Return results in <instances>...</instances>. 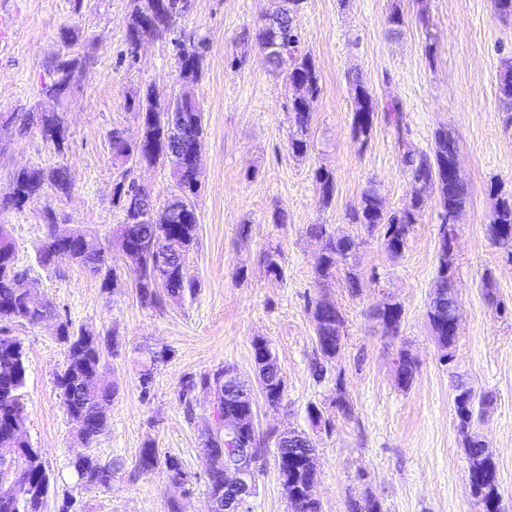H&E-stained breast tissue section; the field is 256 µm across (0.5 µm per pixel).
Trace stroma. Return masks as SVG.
<instances>
[{
	"label": "stroma",
	"instance_id": "stroma-1",
	"mask_svg": "<svg viewBox=\"0 0 512 512\" xmlns=\"http://www.w3.org/2000/svg\"><path fill=\"white\" fill-rule=\"evenodd\" d=\"M280 0H193L176 19L175 34L205 40L202 75L183 83L167 39H147L129 52L126 30L131 0H0L10 15L9 37L0 41V197L15 172L67 166L69 195L0 211V224L14 239L21 267L75 327L112 336L118 352L103 370L116 391L110 426L88 452L126 469L111 487L75 485L69 461L79 451L73 425L54 384L65 348L47 326L10 327L27 353V433L55 476L48 512L73 498L76 512H166L169 486L163 471L129 478L141 448L177 457L193 476L183 512H204L206 463L201 429L189 423L179 402L183 378L223 365L241 381H255L252 341H268L285 379L278 407L258 403L263 433L298 429L314 442L317 495L323 512H350V504L372 497L382 512H481L469 482V462L455 423L458 382L476 395H490L472 431L492 451L501 478L503 512H512V264L486 235L491 187L512 192V125H506L499 79L512 62V15L495 12L493 0H301L296 23L319 74L311 102L314 147L304 158L288 148L287 106L294 91L275 72L245 29L274 10ZM404 23L393 27L392 12ZM74 30V46L61 39ZM69 55L81 71L60 102L43 97L52 62ZM372 95L398 98L409 139L431 151L438 131L458 145V172L468 199L456 222L453 289L459 305V337L451 362L440 359L426 311L440 243L436 194L423 195L419 222L405 251L392 256L381 239L368 236L346 214L362 191L375 186L387 210L407 208L410 175L398 163L394 130L377 116L368 141L354 137L351 76ZM153 88L160 104L190 95L204 109L199 190L194 199L196 243L185 272L199 284L195 298L164 310L143 305L135 274L120 251L112 253L119 278L113 291L100 277L61 260L59 271L37 263L43 236L42 210L51 206L64 229L92 230L111 241L121 221L112 205V183L122 167L112 159L111 135H141L128 102ZM62 113L68 146L57 152L37 129L19 134L15 115ZM336 175V195L323 205L314 171ZM283 215L274 223V215ZM248 233H241V225ZM327 225L359 241L355 257L361 289L351 295L342 275L318 282L321 245L306 229ZM271 247L282 253L284 277L274 280L261 261ZM494 279L495 301L482 280ZM321 297L344 316V346L324 380L310 369L314 321L308 301ZM401 304L398 338L384 336L372 317L385 300ZM505 305L498 314L496 305ZM169 357L153 371L149 388L140 383L141 363L152 348ZM418 363L414 380L401 387L395 371L400 350ZM344 396L350 413L336 403ZM323 411L312 423L309 405ZM274 447L250 501L251 512H292L275 467Z\"/></svg>",
	"mask_w": 512,
	"mask_h": 512
}]
</instances>
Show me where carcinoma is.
<instances>
[{
  "instance_id": "1",
  "label": "carcinoma",
  "mask_w": 512,
  "mask_h": 512,
  "mask_svg": "<svg viewBox=\"0 0 512 512\" xmlns=\"http://www.w3.org/2000/svg\"><path fill=\"white\" fill-rule=\"evenodd\" d=\"M134 6L127 25L128 49L133 50L141 40L161 38L171 30L174 12L171 4L176 0H133ZM255 44L262 48L269 44H282L285 50L272 52L268 60L282 75L286 83L298 82L302 90L291 98L288 112L291 114L292 132L288 148L296 157L307 155L310 147V125L312 112L310 102L318 93L319 78L310 55L304 52L301 33L294 19V11L277 9L269 14V26L247 33ZM180 54L176 58L179 75L191 81L201 74L204 41L187 44L177 43ZM53 80L42 86L56 91V100L66 98L76 81L77 69L73 59L57 58L52 65ZM355 110L352 115V130L362 141H367L378 112L379 101L372 97L360 80L353 83ZM499 94L506 114V123L512 124V65L505 66L500 76ZM130 107L135 110L142 126L139 142H129L118 128L112 129L111 146L115 160L126 166L120 179L112 187V204L118 208L122 221L118 224L116 241L125 261L137 274L135 288L140 298L152 307L161 309L169 303H181L196 295L195 282L184 277L182 268L190 248L196 241V209L189 207L198 185L190 162L193 153L199 151L203 139V109L196 101L186 102L181 107L182 121L171 128L164 119V110L147 89L136 94ZM388 121L393 125L395 138L400 148V164L417 182V190L408 208L403 211L386 210L378 190H364L358 203L347 212L352 224H362L369 234H378L385 249L394 257L399 256L406 244L411 226L418 221L422 199L420 190H436L439 194L441 243L433 292L427 310V318L438 346L440 359H452L458 331L450 325V311L457 304L452 289L453 255L448 251V240L455 233L458 213L466 204L467 193L461 182H450L444 175L456 153L457 143L448 132L442 131L435 138V147L428 153L415 147L406 138L401 106L398 100L384 101ZM56 128L60 137L57 149L65 148L67 127L58 112H44L39 117L38 131ZM153 164L159 160L170 163L174 191L160 210H155L149 191L130 178L131 168L139 161ZM314 179L321 203L332 202L336 191V178L326 167L315 170ZM53 189L67 195L72 183L66 167L56 165L49 168L23 169L14 174L11 192L0 198V211L21 208L30 201L41 199L44 190ZM494 197L493 210L487 224V235L512 255V195L503 196L491 190ZM45 232L37 249V262L45 269H54L52 256L57 242L53 231L59 217L50 207L44 209ZM7 228L0 227V327L12 325L38 326L54 321V337L66 347V361L55 375V387L62 406L73 422L84 421L82 441L89 444L107 429L110 422L109 405L114 396V386L96 376L98 367L106 365V357L114 354L115 343L103 340L86 328L75 329L72 322L61 318L53 304L43 298L37 304L27 300V290L17 287L18 277L27 273L16 260L15 248L5 241ZM307 233L322 243L321 261L317 268V279L324 280L344 269L348 288L358 292L360 279L349 259L355 256L360 243L348 235L329 231L324 224H311ZM177 238L181 249L168 252L165 243ZM112 252L110 244L102 242L91 232L80 233L69 254L70 263L88 270L94 275H103L101 288L113 289L117 283L116 270L109 266ZM263 262L267 271L275 278L283 276L281 251L270 249L264 252ZM308 306L315 322V358L313 375L320 379L341 351L344 341L340 334L343 317L336 306L321 298H311ZM402 307L391 300L373 311V318L384 327V332L397 336L402 322ZM253 358L260 395L268 406L282 403L285 383L278 363L267 342L254 338ZM168 349L162 347L149 351L150 365L142 370L140 382L142 392L148 393L154 366L166 360ZM235 372L231 366H222L186 377L181 381L179 399L187 419L200 422L204 437L201 453L215 468L207 481V501L224 500V466L232 462L225 452V442L234 439L242 447L241 465L259 472V461L267 448L270 436L260 433L255 425L253 392L237 393L229 377ZM416 361L410 353L402 350L397 359L399 384L408 387L415 376ZM27 380V355L21 338L0 336V512H45L51 494L52 473L43 462L40 449L32 447L27 439V413L25 409V387ZM206 394L213 398L211 412L198 417L195 404L198 396ZM491 398H475L465 383L456 387L454 406L457 426L464 436L465 450L469 460V481L472 492L482 512H502L500 480L496 463L486 445L469 435L475 419L481 416ZM315 448L304 435L288 432L285 445L276 447L275 461L284 494L293 512H322L321 502L316 496L317 467L313 463ZM118 460L101 461L91 454H80L71 461V474L81 483H92L108 488L112 479L122 469ZM156 469L166 474L169 487L187 489L192 485L193 475L173 456L160 457L154 448L140 450L134 471L150 472Z\"/></svg>"
}]
</instances>
